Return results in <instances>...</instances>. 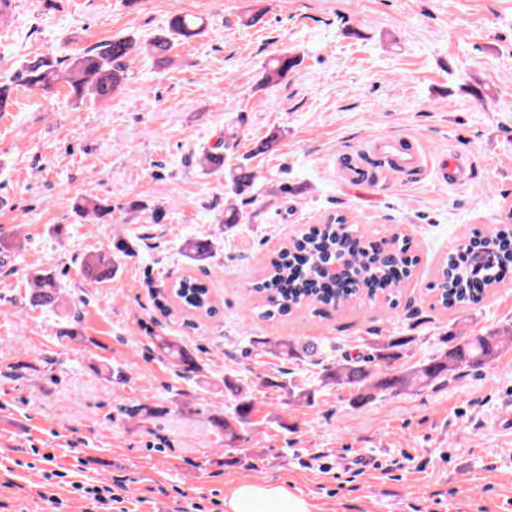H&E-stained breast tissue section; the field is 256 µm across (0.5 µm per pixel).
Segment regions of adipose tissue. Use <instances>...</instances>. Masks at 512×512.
<instances>
[{"instance_id": "1", "label": "adipose tissue", "mask_w": 512, "mask_h": 512, "mask_svg": "<svg viewBox=\"0 0 512 512\" xmlns=\"http://www.w3.org/2000/svg\"><path fill=\"white\" fill-rule=\"evenodd\" d=\"M225 512H310L308 502L287 487L245 481L224 502Z\"/></svg>"}]
</instances>
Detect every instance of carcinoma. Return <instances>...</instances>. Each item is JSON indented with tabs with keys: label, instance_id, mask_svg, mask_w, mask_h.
<instances>
[{
	"label": "carcinoma",
	"instance_id": "obj_1",
	"mask_svg": "<svg viewBox=\"0 0 512 512\" xmlns=\"http://www.w3.org/2000/svg\"><path fill=\"white\" fill-rule=\"evenodd\" d=\"M203 23L189 15L171 17L161 34L149 43V52L158 65L171 61L169 53L174 47L201 34ZM134 50L130 38L116 36L106 42L94 45L68 64L52 56H35L26 61L17 75L19 84L33 91H49L58 84L64 85L72 99L81 103L87 99L108 101L121 86L126 75V59ZM300 65L296 57L276 56L268 62L262 86L272 87L284 79L288 73ZM228 177L232 191L240 196L253 186L256 173L245 162L229 167ZM81 216L88 214L98 220L112 216V208L102 202H94L79 208ZM356 242L353 235L340 237L336 235V225L326 224L293 240L289 255L304 258L301 268L288 265L284 257L271 261V274L254 284L249 295L262 296L264 311L262 317L273 318L303 303L320 304L336 307L349 299L350 294L342 293L330 287L328 280L333 272L324 260L329 255L348 254L351 245ZM187 257L194 262L211 258L212 241L208 238H194L186 243ZM132 255L124 241H118L109 248V252L92 253L83 258L80 273L86 281L104 284L112 280L116 264L114 255ZM415 264L410 255L409 241L394 240L389 249L373 250L365 247L353 255L350 264L351 273L361 284L370 283L373 290L386 291L396 287V281L389 278L390 267L399 265L407 268ZM512 266V228L507 226L494 230L493 238L448 258L443 266L440 279L435 285L439 294L438 302L444 306L474 303L470 283L474 276L482 275L490 284L498 281V269ZM182 302L195 309L210 310L207 285L192 277L182 280ZM61 299L59 285L51 274H37L32 279V288L28 304L33 308L55 310ZM505 338L498 332L489 335L473 336L443 350L426 363L413 368L396 370L391 364L406 355L409 338L387 337L382 342L370 346L368 356L346 357L333 368L325 369L321 376L324 386H348L355 391L359 402L371 400L375 392L389 391L398 393L413 387H424L435 380L450 375L464 368L488 365L501 356ZM254 343L267 349V353L283 359H296L300 355L314 353V344L300 343L296 346L285 342L272 343L266 339H256ZM153 345L159 353L171 359L187 377L201 372V366L195 353L185 345L170 340L166 336L153 337ZM385 370L380 371L378 367ZM224 388L234 400L235 406L230 418H219L214 427L230 438L235 437L234 424H246L253 412L255 400L250 389L236 383L230 378L224 379Z\"/></svg>",
	"mask_w": 512,
	"mask_h": 512
}]
</instances>
